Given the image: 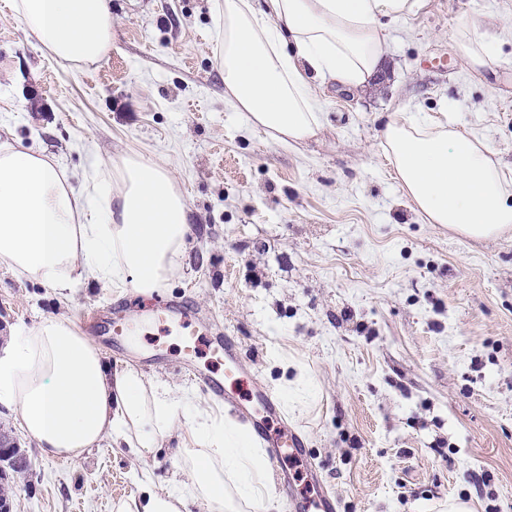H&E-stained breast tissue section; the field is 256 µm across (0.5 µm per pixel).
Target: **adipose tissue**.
<instances>
[{
	"label": "adipose tissue",
	"instance_id": "adipose-tissue-1",
	"mask_svg": "<svg viewBox=\"0 0 512 512\" xmlns=\"http://www.w3.org/2000/svg\"><path fill=\"white\" fill-rule=\"evenodd\" d=\"M424 0H220L214 16L224 95L252 126L294 145L313 137L322 112L313 80L368 86L385 57L384 25L416 15ZM43 48L75 67L107 59L109 0H11ZM385 150L408 198L429 223L473 238L512 230V183L489 146L454 126L395 117ZM187 201L162 164L128 155L111 173L93 168L76 194L43 153L0 146V266L59 291L91 280L150 295L182 271ZM0 402L18 412L42 453L72 459L103 441L150 452L181 429L193 449L191 483L155 490L116 512H184L200 499L212 512H259L272 500L266 453L245 425L192 403L188 391L127 368L111 371L101 350L64 316L14 330L0 352Z\"/></svg>",
	"mask_w": 512,
	"mask_h": 512
}]
</instances>
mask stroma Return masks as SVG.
I'll list each match as a JSON object with an SVG mask.
<instances>
[{"instance_id":"35a3bbf8","label":"stroma","mask_w":512,"mask_h":512,"mask_svg":"<svg viewBox=\"0 0 512 512\" xmlns=\"http://www.w3.org/2000/svg\"><path fill=\"white\" fill-rule=\"evenodd\" d=\"M0 0V144L43 150L75 192L127 154L165 164L188 203L183 274L159 291L235 338L256 380L288 389L281 420L308 442L338 512H512V232L474 239L431 224L383 143L395 113L446 119L484 139L512 178V0H425L385 29L372 92L316 80V136L272 141L224 97L218 0H112V50L77 69L52 59ZM494 19L495 61L473 71L459 33ZM147 307L132 291L59 294L0 267V341L50 315L87 336L90 315ZM146 377L195 390L176 339ZM0 433L29 462L8 472L12 512H114L190 482L178 437L140 456L101 446L52 460L0 403Z\"/></svg>"}]
</instances>
